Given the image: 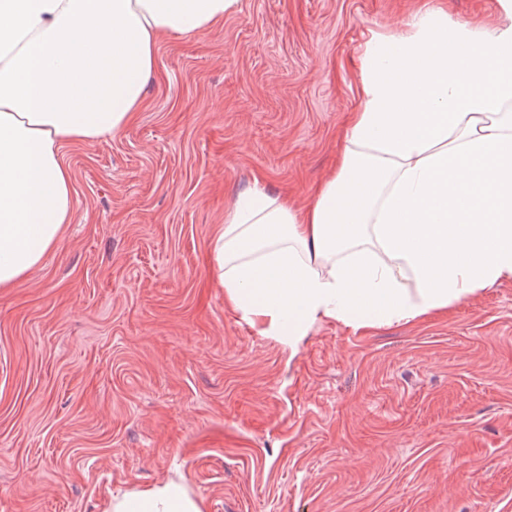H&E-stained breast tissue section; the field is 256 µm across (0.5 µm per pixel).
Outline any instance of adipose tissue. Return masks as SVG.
Returning <instances> with one entry per match:
<instances>
[{
  "label": "adipose tissue",
  "mask_w": 512,
  "mask_h": 512,
  "mask_svg": "<svg viewBox=\"0 0 512 512\" xmlns=\"http://www.w3.org/2000/svg\"><path fill=\"white\" fill-rule=\"evenodd\" d=\"M238 0H0V288L57 244L73 209L60 150L120 131L158 39L210 28ZM491 19L424 0L360 46L359 103L310 203L262 183L212 242L224 301L297 350L322 322L410 323L512 279V0ZM107 512H202L174 481Z\"/></svg>",
  "instance_id": "obj_1"
}]
</instances>
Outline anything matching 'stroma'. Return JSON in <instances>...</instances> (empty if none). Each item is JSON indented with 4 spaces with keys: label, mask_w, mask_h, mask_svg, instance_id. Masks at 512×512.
Masks as SVG:
<instances>
[{
    "label": "stroma",
    "mask_w": 512,
    "mask_h": 512,
    "mask_svg": "<svg viewBox=\"0 0 512 512\" xmlns=\"http://www.w3.org/2000/svg\"><path fill=\"white\" fill-rule=\"evenodd\" d=\"M416 0H238L162 36L134 118L61 148L73 213L0 289V512H104L175 480L202 512H512V280L297 351L224 303L210 244L262 180L310 200L356 48Z\"/></svg>",
    "instance_id": "35a3bbf8"
}]
</instances>
